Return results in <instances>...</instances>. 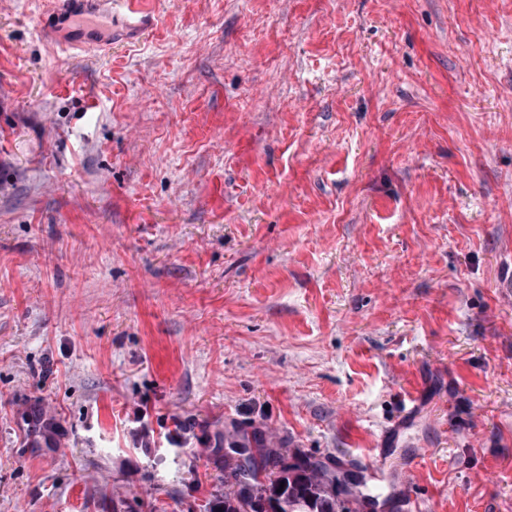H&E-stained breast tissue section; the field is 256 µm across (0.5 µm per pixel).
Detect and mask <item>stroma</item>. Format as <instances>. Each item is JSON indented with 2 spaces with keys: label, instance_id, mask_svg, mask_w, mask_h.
<instances>
[{
  "label": "stroma",
  "instance_id": "obj_1",
  "mask_svg": "<svg viewBox=\"0 0 512 512\" xmlns=\"http://www.w3.org/2000/svg\"><path fill=\"white\" fill-rule=\"evenodd\" d=\"M62 7L0 0V512H209L256 430L512 512V0ZM93 1L97 10H122L127 16L126 25L132 28L144 29L152 23L151 19L143 14L141 0H82ZM149 22V23H148Z\"/></svg>",
  "mask_w": 512,
  "mask_h": 512
}]
</instances>
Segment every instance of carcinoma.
<instances>
[{"label": "carcinoma", "mask_w": 512, "mask_h": 512, "mask_svg": "<svg viewBox=\"0 0 512 512\" xmlns=\"http://www.w3.org/2000/svg\"><path fill=\"white\" fill-rule=\"evenodd\" d=\"M247 456L236 447L224 454V499L210 512H354L341 496L351 493L343 471L307 456H280L256 435L242 437Z\"/></svg>", "instance_id": "obj_1"}]
</instances>
